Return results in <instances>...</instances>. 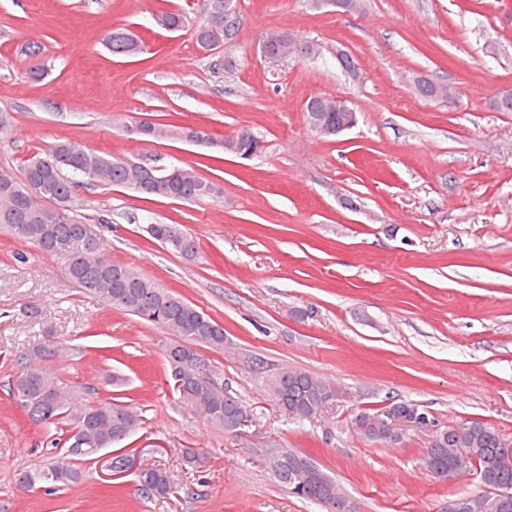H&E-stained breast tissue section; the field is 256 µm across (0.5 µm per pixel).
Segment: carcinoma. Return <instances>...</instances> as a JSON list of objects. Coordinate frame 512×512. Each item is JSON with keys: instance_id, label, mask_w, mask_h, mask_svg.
Masks as SVG:
<instances>
[{"instance_id": "obj_1", "label": "carcinoma", "mask_w": 512, "mask_h": 512, "mask_svg": "<svg viewBox=\"0 0 512 512\" xmlns=\"http://www.w3.org/2000/svg\"><path fill=\"white\" fill-rule=\"evenodd\" d=\"M160 23L169 30L187 25L179 11L162 15ZM240 27H224V0H205L203 19L194 30L199 46L224 42L235 46ZM115 56H129L143 50V40L125 28L104 35ZM271 60L291 57L288 33L274 31L265 53ZM343 113L336 111L332 95L309 97L304 109L306 125L320 122L330 128L324 137L336 136V124ZM146 141L186 140L222 148L238 155L260 150V139L248 129L217 142L198 127L152 124L136 131ZM75 176H85L105 186L184 202L218 198L221 188L200 177L194 169L178 165L165 168L123 156L99 154L73 143H60L37 153L24 164L21 177L0 172V227L17 238L39 246L41 253L63 259L70 279L108 305L134 315L172 336L164 350L175 366V379L182 381L179 397L204 414L213 425L233 433L237 421L255 418L248 405L231 396L215 380L210 360L201 349L222 350L224 327L179 294L159 287L135 267L112 260L107 245L92 224L85 223L71 207ZM150 236L186 259L196 257L197 240L181 224H151ZM54 343L37 345L21 352V373L12 386V396L28 419L38 426L69 423L65 451L47 465L25 472L20 486L28 491L38 487L51 492L81 482L85 472L77 465L103 448L127 438L139 425V416L122 403L82 404L76 391L47 365L56 355ZM275 405L298 421L320 416L336 401V386L305 369H284L268 383ZM354 431L371 443H389V431L376 414L366 410L351 419ZM512 448V441L493 427L470 420L438 429L426 450L428 466L438 480L476 473L482 489L462 494L459 512H512V498L500 504L489 498V490L512 494V468L502 466L500 450ZM275 479L295 496L317 502L336 512V498L343 497L336 479L307 454L276 449L266 459ZM142 493L163 496L170 491L166 471L143 466L138 475Z\"/></svg>"}]
</instances>
